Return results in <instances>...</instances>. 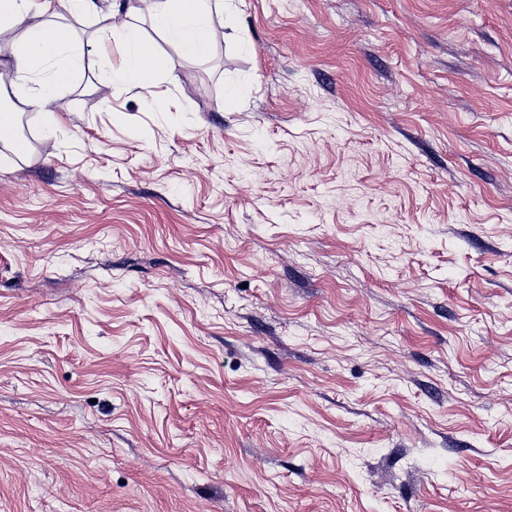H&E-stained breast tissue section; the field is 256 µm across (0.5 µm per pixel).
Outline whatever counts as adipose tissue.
<instances>
[{"mask_svg": "<svg viewBox=\"0 0 512 512\" xmlns=\"http://www.w3.org/2000/svg\"><path fill=\"white\" fill-rule=\"evenodd\" d=\"M94 5V0H0V43L13 48V71L17 80L27 81L41 67H49L48 78L29 92L33 106L44 110L49 125L59 119L51 106L57 90L70 77L69 67L83 56L71 25L59 22V12L77 16ZM135 5L114 11L112 23L102 40L119 41L123 48L121 65L101 59L100 70L113 82L151 87L157 77L160 57L153 42L129 22ZM224 11V0H154L151 20L181 57L202 59L211 50L212 18ZM38 22H31L32 14Z\"/></svg>", "mask_w": 512, "mask_h": 512, "instance_id": "adipose-tissue-1", "label": "adipose tissue"}]
</instances>
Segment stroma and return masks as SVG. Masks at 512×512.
Segmentation results:
<instances>
[{
  "label": "stroma",
  "mask_w": 512,
  "mask_h": 512,
  "mask_svg": "<svg viewBox=\"0 0 512 512\" xmlns=\"http://www.w3.org/2000/svg\"><path fill=\"white\" fill-rule=\"evenodd\" d=\"M0 143V512H512V0H227Z\"/></svg>",
  "instance_id": "1"
}]
</instances>
